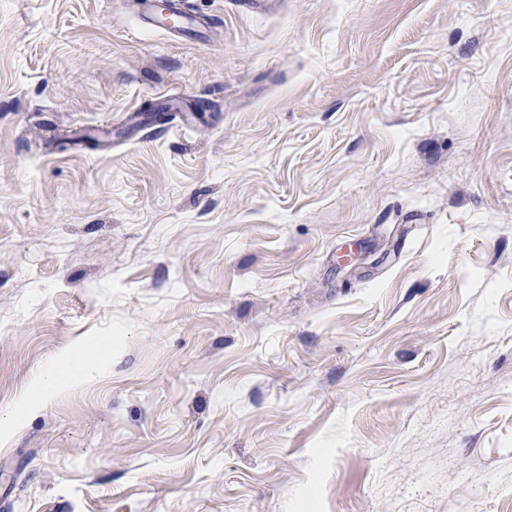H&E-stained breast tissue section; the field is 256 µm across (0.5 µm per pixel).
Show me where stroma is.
<instances>
[{
  "instance_id": "stroma-1",
  "label": "stroma",
  "mask_w": 512,
  "mask_h": 512,
  "mask_svg": "<svg viewBox=\"0 0 512 512\" xmlns=\"http://www.w3.org/2000/svg\"><path fill=\"white\" fill-rule=\"evenodd\" d=\"M178 6L0 0V512H512V0ZM107 340L95 342L89 349L65 362L54 365L42 372L35 386L44 395L52 393L62 383L90 374L103 360V353L109 349Z\"/></svg>"
}]
</instances>
